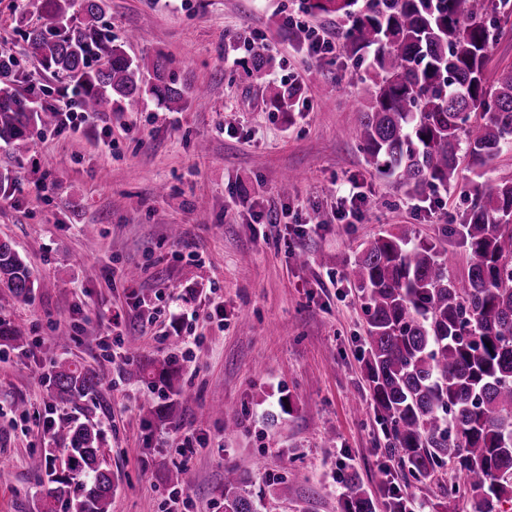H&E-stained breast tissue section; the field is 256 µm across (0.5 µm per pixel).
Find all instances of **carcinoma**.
Instances as JSON below:
<instances>
[{"label":"carcinoma","mask_w":512,"mask_h":512,"mask_svg":"<svg viewBox=\"0 0 512 512\" xmlns=\"http://www.w3.org/2000/svg\"><path fill=\"white\" fill-rule=\"evenodd\" d=\"M105 0H41L42 22L26 30L25 55L70 82L84 112L121 110L146 96L174 110L183 90L161 55L130 59L100 24ZM309 9L344 23L346 57L367 63L369 98L355 138L367 164L415 196L458 182L462 168H482L512 145V67L486 78L488 51L512 15V0H309ZM20 60L0 47V147L17 160L57 112L16 87ZM270 107L293 111L298 83L264 87ZM448 242L465 247L467 274H449L446 251L399 226L365 243L355 260V288L366 301L367 381L388 441L409 475L432 478L448 462L463 475L475 512H499L512 499V179L474 198ZM38 278L0 239V338L22 346L27 330L6 315ZM176 361L137 365L173 388ZM98 374L58 363L50 378L57 402L75 410L95 398ZM59 449L33 459L47 474L43 512H110L112 470L97 421L65 417ZM344 512H375L352 473L344 475ZM224 512H257L235 469L224 470Z\"/></svg>","instance_id":"1"}]
</instances>
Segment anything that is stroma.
I'll use <instances>...</instances> for the list:
<instances>
[{
    "instance_id": "1",
    "label": "stroma",
    "mask_w": 512,
    "mask_h": 512,
    "mask_svg": "<svg viewBox=\"0 0 512 512\" xmlns=\"http://www.w3.org/2000/svg\"><path fill=\"white\" fill-rule=\"evenodd\" d=\"M38 0H0V41L21 59L25 86L59 99L63 85L26 58L24 23H38ZM102 25L131 57L164 54L184 91L178 113L146 98L122 112L83 119L78 131L48 129L25 161L0 148V239L36 270L39 286L16 303L30 341L0 345V512H38L47 476L30 467L53 447L46 420L63 409L49 376L60 361L101 379L90 407L112 469L111 512H163L171 476L190 512H224V471L238 470L257 512H342V477L356 474L386 512L379 469L416 512H473L453 465L415 481L391 458L363 360L367 323L353 268L364 241L408 224L437 240L445 218L469 205L475 180L512 178V149L483 177L462 171L455 187L419 200L365 162L353 132L367 98L365 68L335 50L320 82L289 27L323 33L336 19L303 0H108ZM135 31L139 40L127 41ZM256 37L245 44V35ZM272 59L261 79L241 66L254 51ZM297 82L295 112H276L266 83ZM205 90L198 105L196 90ZM118 147L102 158L99 142ZM299 175L289 193L281 182ZM55 188L44 194L43 179ZM361 197L352 223H335L349 187ZM275 207L279 241L263 240L258 212ZM202 253L178 255L172 226ZM136 270L131 285L112 279ZM166 311L147 333H112L111 316L138 303ZM224 301L223 324L193 323L191 310ZM67 344H59V337ZM175 358L178 392L130 375L133 362ZM199 438L181 453L178 438Z\"/></svg>"
}]
</instances>
